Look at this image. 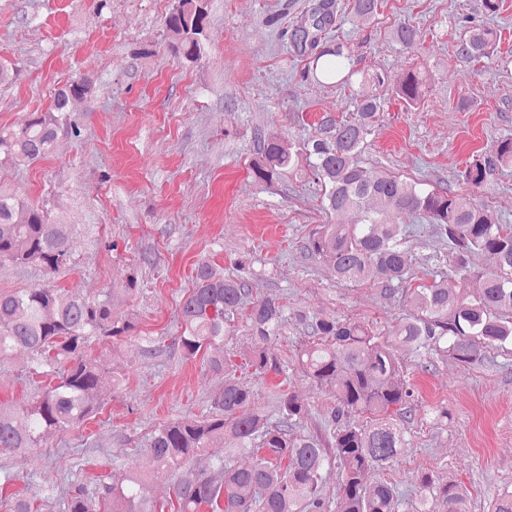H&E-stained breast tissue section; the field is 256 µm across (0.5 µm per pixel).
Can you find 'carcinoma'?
Returning a JSON list of instances; mask_svg holds the SVG:
<instances>
[{
	"label": "carcinoma",
	"mask_w": 512,
	"mask_h": 512,
	"mask_svg": "<svg viewBox=\"0 0 512 512\" xmlns=\"http://www.w3.org/2000/svg\"><path fill=\"white\" fill-rule=\"evenodd\" d=\"M381 0H352V12L364 20L375 17ZM206 7L201 0H173L164 24L167 49L176 58L196 63L207 39ZM335 0H319L307 15L286 30L290 53L308 60L303 72L318 83L359 84L355 117L337 122L325 117L317 134L301 143L258 130L252 175L267 186L292 172L303 171L322 184L323 210L329 217L356 211V224H321L304 245L306 256L324 263L337 283L378 284L388 296L401 295L406 314L387 336L346 318L298 315L307 340L299 347L301 370L317 386L335 387L326 439L304 435L297 427L307 408L284 394L279 418L255 406L246 385L224 374V336L238 315L245 317L252 346L251 366L258 374L279 370L271 362L273 342L285 322L275 297H252L242 276L224 275L211 260H198L192 288L180 303L182 332L172 346L184 358L207 355L208 368L224 375V386L212 399L205 418L184 416L158 425L149 441L154 476L176 474L174 498L151 500L143 494L146 477L112 474L93 490L66 492L63 512H328L322 496L321 473L336 462L340 469L336 512H399L401 499L394 483L369 485L365 474L398 460L412 421L416 390L400 369L394 349L405 345L416 352L448 359L463 368L482 362L491 349L512 346V225L478 201L497 172L512 166V135L497 138L460 171L468 193L430 191L419 183L384 176L360 164L359 156L381 109L368 86L385 83L383 72L367 73L353 66L342 43L326 41L335 28ZM457 56L480 63L497 49L498 35L467 18ZM415 28L400 24L393 40L408 49ZM426 78L412 68L396 80L395 93L409 107L425 97ZM94 79L83 76L54 89L51 107L34 112L20 125H0V166L24 168L54 154L63 137L79 140L84 127L72 104L91 96ZM415 212L448 240L451 251L436 257L438 265L465 283L482 279L481 293L470 297L464 288L448 291L442 284L411 286L403 245L406 228L400 215ZM73 227L51 211L16 199L0 190V265L36 267L51 279L72 264L69 242ZM490 254L496 267L474 268L471 257ZM134 330L112 320L110 295L84 299L63 288L43 286L0 294V360L16 350L31 353V369L40 368L52 383L28 403L11 411L0 406V450L24 455L39 446L48 432L63 434L89 419L104 399L99 385L103 359L90 354L94 343L114 341ZM366 417V422L359 417ZM232 439L219 461L220 480L191 469L205 448ZM249 453V467L236 464ZM5 512H39L36 496L8 494ZM469 512L467 494L456 483L421 480L412 512Z\"/></svg>",
	"instance_id": "1"
}]
</instances>
